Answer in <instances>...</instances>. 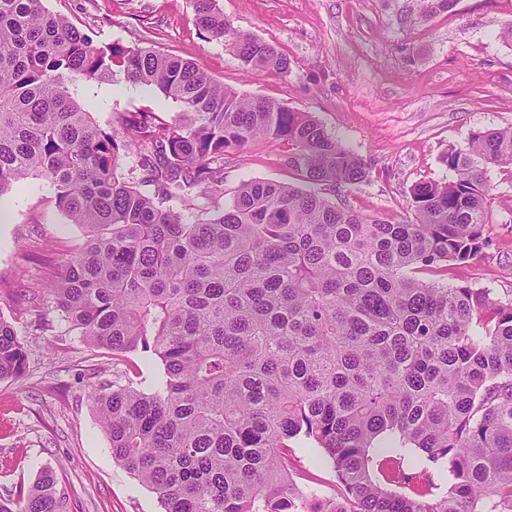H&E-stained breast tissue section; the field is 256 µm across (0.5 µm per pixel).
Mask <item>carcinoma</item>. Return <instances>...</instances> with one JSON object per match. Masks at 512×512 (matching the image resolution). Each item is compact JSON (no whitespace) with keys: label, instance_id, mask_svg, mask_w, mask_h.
Listing matches in <instances>:
<instances>
[{"label":"carcinoma","instance_id":"1","mask_svg":"<svg viewBox=\"0 0 512 512\" xmlns=\"http://www.w3.org/2000/svg\"><path fill=\"white\" fill-rule=\"evenodd\" d=\"M193 8L244 67L288 76L217 0ZM91 81L153 86L178 115L124 112L118 140L77 100ZM260 139L312 188L244 180L223 201L224 159ZM441 162L453 177L415 184L407 219L363 214L316 190L368 168L306 113L163 52L97 44L44 0H0V207L41 176L86 229L28 295L98 348L160 360L153 390L92 397L113 458L164 512H512V303L415 277L482 254L488 172L512 167V127L473 132ZM25 361L0 315V380ZM291 440L324 451L339 496L294 487ZM409 455L449 469L448 491L402 492L400 468L376 476ZM62 505L47 469L0 512Z\"/></svg>","mask_w":512,"mask_h":512}]
</instances>
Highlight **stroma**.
Segmentation results:
<instances>
[{
  "label": "stroma",
  "mask_w": 512,
  "mask_h": 512,
  "mask_svg": "<svg viewBox=\"0 0 512 512\" xmlns=\"http://www.w3.org/2000/svg\"><path fill=\"white\" fill-rule=\"evenodd\" d=\"M234 28L283 53L288 77L245 70L224 45L207 39L191 0H45L94 40L152 48L194 63L225 87L309 113L364 160L366 182L344 189L356 210L399 221L410 213V189L442 180L440 158L465 147L475 131L512 127V0H456L423 16L421 0H218ZM77 98L102 128L121 112L144 110L164 120L177 103L128 84H82ZM488 241L477 259L451 264L434 280L487 288L512 301V169L492 168ZM297 182L280 144L259 140L230 161L224 195L244 180ZM0 222V315L27 352L22 377L0 380V497L28 491L53 469L66 512H163L155 493L112 457L93 407L105 382L132 380L150 389L163 376L155 357L112 354L77 334L51 335L43 311L17 290L51 281L85 230L58 208L41 177L12 188ZM296 488L340 494L317 446L293 460Z\"/></svg>",
  "instance_id": "35a3bbf8"
}]
</instances>
